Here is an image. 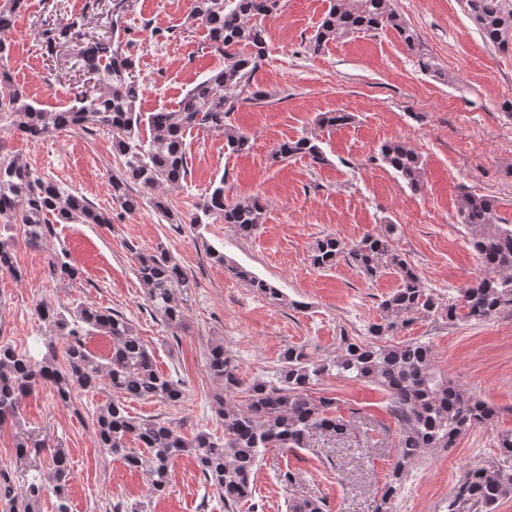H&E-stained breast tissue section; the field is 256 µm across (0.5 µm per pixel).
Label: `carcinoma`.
Segmentation results:
<instances>
[{"instance_id": "obj_1", "label": "carcinoma", "mask_w": 512, "mask_h": 512, "mask_svg": "<svg viewBox=\"0 0 512 512\" xmlns=\"http://www.w3.org/2000/svg\"><path fill=\"white\" fill-rule=\"evenodd\" d=\"M127 2L113 0L109 31L100 36L85 37L84 13L63 28L43 32L42 49L49 56L61 43L74 38L80 41L73 67L82 76L94 78V92L79 90L75 104L65 110L37 107L24 91L11 85V44L1 38L0 85L9 91L0 96V124L33 141L75 127L110 132L113 148L123 157L122 173L110 178L113 204L124 213H133L147 197L155 211L169 220V207L158 191L179 185L187 176L186 131L221 134L224 148L233 154L250 150L249 137L230 123V115L244 101L252 74L265 55L267 30L262 19L278 13L282 4L281 0H190L184 29H152V37L168 42L180 39L191 27L205 28V47L224 57V68L191 87L177 109L150 113L147 122L152 136L144 142L138 139L143 115L137 66L129 51V29L123 25L124 13L130 10ZM467 5L486 42L501 50L512 47V5L508 0H467ZM21 7L22 0L0 3L1 34L11 29ZM384 28L395 31L415 52L420 69L437 71L435 62L416 49L414 33L391 0H333L308 50L316 53L330 41ZM349 119L346 112H327L318 126L331 130ZM296 155H305L314 164L325 162L313 135L284 142L274 152L278 161ZM381 158L412 190L422 189V161L405 143L383 145ZM214 216L237 234L250 237L263 224L264 207L256 198L227 202L221 181L197 205L190 223L201 224ZM458 216L485 274L447 298L426 288L411 263L391 248L393 224L352 247L331 235L318 240L311 255L314 266L329 267L345 256L370 278L395 272L398 287L379 304L380 319L369 327L370 341L343 337L336 357L323 361L291 347L284 352L279 371L267 381L245 384L237 360L224 350V344L211 345L205 366L222 382V395L216 398L217 414L224 425L221 437L199 431L190 438L169 421L129 414L125 399L176 406L184 389L181 380L155 367L153 355L123 314L86 304L73 311L38 304V319L50 332L68 340L65 361L57 364L56 345L50 339L44 342L46 353L40 360L0 342V424L9 421L18 427L15 452L25 462L14 473L0 469V503L6 512H38L44 495L51 493L55 512H71L68 490L72 471L67 450L56 438L34 437L21 423L22 398L39 387L51 388L66 404L76 390L93 392L107 381L112 399L96 411L97 446L129 468L142 471L154 496L168 489L173 463L191 456L205 483L228 509L253 496V476L268 449L305 448L317 432L335 437L346 434L348 424L332 416V399L311 394V385L334 374L380 387L401 425L390 479L375 506V512H393L394 498L410 465L425 452L450 450L460 435L491 422L496 414L492 406L436 374L429 345L412 340L390 343V338L422 318H440L452 325L461 320L483 321L504 309L512 310V224L500 223L496 201L484 196L463 197ZM110 223L112 211L61 189L0 145L1 272L17 280L22 277L14 260L12 235L20 228L28 246L46 252L50 275L73 279L78 270L64 261L65 250L54 247V225ZM227 270L256 292L280 299L277 288L251 272L231 265ZM134 272L152 311L171 327L181 325L184 310L176 290L186 293L193 286L185 269L162 250L139 255ZM94 331L112 339L111 356L104 362L85 347L84 338ZM511 496L512 476L473 468L448 504V512H456L458 504L469 506L470 512H496L498 503Z\"/></svg>"}]
</instances>
